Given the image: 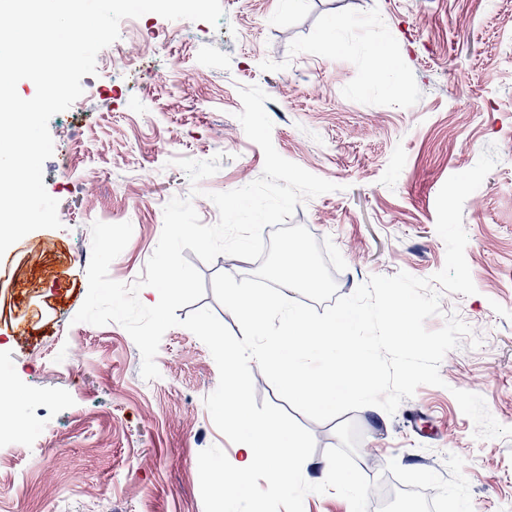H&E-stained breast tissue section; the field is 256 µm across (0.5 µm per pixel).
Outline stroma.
I'll return each instance as SVG.
<instances>
[{"instance_id":"stroma-1","label":"stroma","mask_w":512,"mask_h":512,"mask_svg":"<svg viewBox=\"0 0 512 512\" xmlns=\"http://www.w3.org/2000/svg\"><path fill=\"white\" fill-rule=\"evenodd\" d=\"M218 25L143 15L121 25L97 72L84 76L81 110L49 121L54 153L43 168L58 229L15 243L0 276V367L21 423L0 450V512H204L199 453L240 450L204 399L219 372L182 327L163 336L157 379L118 323L75 322L87 292L93 222L136 231L109 268L130 284L146 270L163 210L191 198L205 224L213 192L243 187L264 168L237 115L239 89L268 96L277 152L338 184L304 200L286 226L317 239L339 295L371 276L427 278L445 263L436 197L453 174L495 147L497 163L465 201V249L476 294L442 293L436 330L457 313L480 329L395 414L343 413L361 435L356 462L377 482L373 503L411 512H512V439H478L454 390L483 396L512 427V0H221ZM140 64L132 76L109 53ZM381 79H374L376 69ZM221 167L192 196L176 158Z\"/></svg>"}]
</instances>
